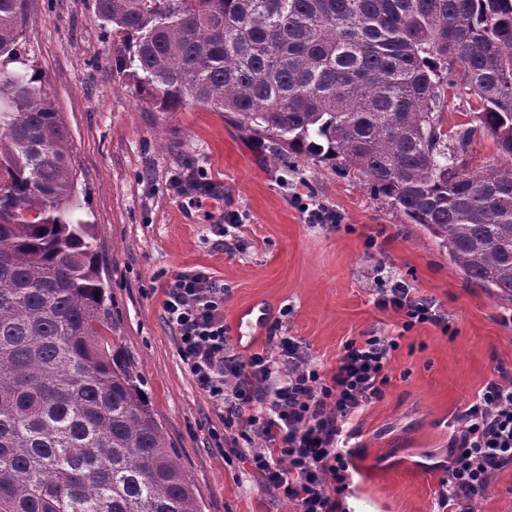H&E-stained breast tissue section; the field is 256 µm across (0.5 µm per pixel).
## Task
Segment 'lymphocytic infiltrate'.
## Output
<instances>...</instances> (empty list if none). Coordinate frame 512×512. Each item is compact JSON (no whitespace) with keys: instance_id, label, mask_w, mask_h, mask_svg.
I'll use <instances>...</instances> for the list:
<instances>
[{"instance_id":"obj_1","label":"lymphocytic infiltrate","mask_w":512,"mask_h":512,"mask_svg":"<svg viewBox=\"0 0 512 512\" xmlns=\"http://www.w3.org/2000/svg\"><path fill=\"white\" fill-rule=\"evenodd\" d=\"M165 318L178 333V355L196 386L218 411L225 430L262 440L248 460L265 488L296 512H339L333 488H344V432L353 416L378 400L397 341L366 336L344 343L334 371L322 373L300 341L277 340V356L241 362L224 327V290L203 271L176 275L165 288ZM376 305L403 313L404 328L447 327L434 300L398 279L378 289ZM452 460L438 504L445 512H474L493 473L512 464V379L489 380L457 419Z\"/></svg>"}]
</instances>
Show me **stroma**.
Listing matches in <instances>:
<instances>
[{"label": "stroma", "mask_w": 512, "mask_h": 512, "mask_svg": "<svg viewBox=\"0 0 512 512\" xmlns=\"http://www.w3.org/2000/svg\"><path fill=\"white\" fill-rule=\"evenodd\" d=\"M24 59L57 101L72 135L82 215L95 226L110 318L152 408L179 454L203 512H294L248 465L224 458V424L186 372L165 319L164 287L205 271L224 286V324L240 359L276 355L292 336L324 371L347 340L393 336L381 399L353 420L340 512H434L456 418L497 368L512 373V304L469 281L419 224L371 194L336 161L274 163L224 113L190 103L156 112L113 76L112 35L94 0H29ZM207 172L221 193L209 210L171 187ZM336 224L309 223L294 195ZM238 216L226 236L215 225ZM433 298L447 327L403 329L374 303L378 268ZM255 307L261 326L237 324Z\"/></svg>", "instance_id": "35a3bbf8"}]
</instances>
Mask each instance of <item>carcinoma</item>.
<instances>
[{"instance_id":"1","label":"carcinoma","mask_w":512,"mask_h":512,"mask_svg":"<svg viewBox=\"0 0 512 512\" xmlns=\"http://www.w3.org/2000/svg\"><path fill=\"white\" fill-rule=\"evenodd\" d=\"M112 73L157 112L193 102L341 159L467 279L512 302V0H94ZM0 0V512H203L141 387L83 222L72 137ZM476 126L448 146L447 89ZM496 162L465 155L476 131Z\"/></svg>"}]
</instances>
